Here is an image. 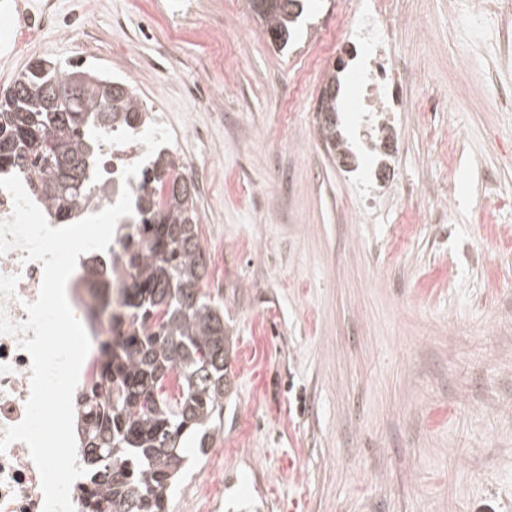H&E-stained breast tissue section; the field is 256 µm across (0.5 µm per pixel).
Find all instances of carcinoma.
I'll use <instances>...</instances> for the list:
<instances>
[{"label":"carcinoma","instance_id":"carcinoma-1","mask_svg":"<svg viewBox=\"0 0 512 512\" xmlns=\"http://www.w3.org/2000/svg\"><path fill=\"white\" fill-rule=\"evenodd\" d=\"M305 8L306 0H285L259 15L279 48L291 42ZM77 73L90 78L85 88L61 110L48 105L47 88L67 97ZM340 87L329 73L324 88L332 93H321L317 118L325 147L344 155ZM149 119L130 82L36 60L0 89V173L22 175L66 224L96 197L92 173L103 144L90 130L133 133ZM198 221L194 183L167 150L156 151L138 173L133 220L120 234L121 286L92 287L100 312L119 329L102 345L100 381L81 395L87 426L80 447L96 512H167L168 491L188 457L220 433L229 333L224 308L203 288L208 264Z\"/></svg>","mask_w":512,"mask_h":512}]
</instances>
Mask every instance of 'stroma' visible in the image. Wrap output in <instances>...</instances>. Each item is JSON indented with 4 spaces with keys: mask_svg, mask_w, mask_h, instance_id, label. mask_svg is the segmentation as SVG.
Wrapping results in <instances>:
<instances>
[{
    "mask_svg": "<svg viewBox=\"0 0 512 512\" xmlns=\"http://www.w3.org/2000/svg\"><path fill=\"white\" fill-rule=\"evenodd\" d=\"M468 0H394L389 158L357 97L371 0H311L278 49L249 0H0V87L36 59L136 85L197 190L229 329L224 424L169 512H512V70ZM344 23L345 171L318 131Z\"/></svg>",
    "mask_w": 512,
    "mask_h": 512,
    "instance_id": "obj_1",
    "label": "stroma"
}]
</instances>
